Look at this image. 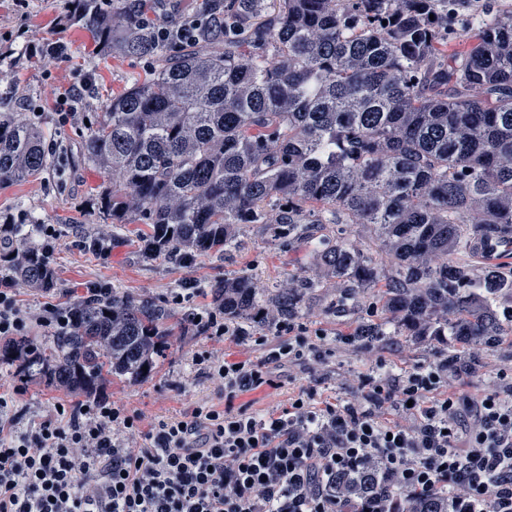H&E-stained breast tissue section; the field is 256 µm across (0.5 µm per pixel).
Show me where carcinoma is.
<instances>
[{"instance_id":"carcinoma-1","label":"carcinoma","mask_w":512,"mask_h":512,"mask_svg":"<svg viewBox=\"0 0 512 512\" xmlns=\"http://www.w3.org/2000/svg\"><path fill=\"white\" fill-rule=\"evenodd\" d=\"M100 58H145L144 76L95 116L85 163L112 171L98 205L114 224H144L146 257L223 253L243 224H286L296 242L314 225L364 224L394 259L388 269L345 238L326 239L318 273L269 300L297 313L303 291L335 278L373 288L406 336H451L460 356L512 333V269L489 244L512 245V9L473 23L468 48L444 51L463 0H197L178 6L155 41L157 0H73ZM44 133L0 111V185L39 177ZM34 229L0 225V241ZM55 285L43 248L0 250V271ZM224 314L251 315L258 293L241 272L217 287ZM45 346L25 354L49 384L87 398L114 378L152 370L165 312L117 292L66 309ZM357 502L375 476L346 480Z\"/></svg>"}]
</instances>
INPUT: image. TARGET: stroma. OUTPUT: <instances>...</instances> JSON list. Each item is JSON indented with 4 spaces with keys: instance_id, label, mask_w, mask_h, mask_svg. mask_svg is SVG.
I'll return each mask as SVG.
<instances>
[{
    "instance_id": "stroma-1",
    "label": "stroma",
    "mask_w": 512,
    "mask_h": 512,
    "mask_svg": "<svg viewBox=\"0 0 512 512\" xmlns=\"http://www.w3.org/2000/svg\"><path fill=\"white\" fill-rule=\"evenodd\" d=\"M69 0H0V103L11 105L16 120L41 127L47 134L51 163L39 179L17 181L0 187V223L48 224L54 230L52 266L56 285L36 290L10 281L20 308L31 317L27 335L35 344H46L52 329L40 323L46 303L59 307L81 301L90 285H109L138 301L162 306L173 333L155 358L152 372L137 379H115L101 389V396L142 415L144 424L182 420L200 404L223 407L224 382L198 363V354L213 360L259 362L272 348L288 343L287 332L276 322L250 327L245 320H228L233 331H247L245 341L234 342L195 326L192 314L215 309L214 288L226 277L248 272L261 297H269L288 284L293 275L313 274L316 240L299 244L255 224L240 229V246L224 255L200 257L183 264L162 257L147 258L140 251L143 227L112 226L99 214L94 198L111 185V173L83 162L80 148L89 133V113L103 112L112 96L122 93L132 76L144 72L140 58H111L92 65L94 44L89 33L67 23ZM57 41L64 53H37L38 42ZM83 94V106L69 123L59 121L57 104L74 91ZM119 237V245L106 251H89L87 237ZM371 288L354 290L333 279L306 291L293 325L303 327L308 339L322 338L331 351L325 364L301 361L273 366L275 386L240 394L236 405L265 414L287 407L304 388L315 387L324 397L359 399L363 377L375 375L401 379L446 359L453 375L437 385L462 388L478 399L498 384L495 372L512 366V335L484 350L473 364L449 358L444 342L433 337L375 336L351 341L362 325L380 322ZM0 394L13 397L16 427H36L56 403L70 404L73 394L57 389L38 372L17 373L14 365L0 364Z\"/></svg>"
}]
</instances>
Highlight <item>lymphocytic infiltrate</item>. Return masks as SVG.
<instances>
[{"mask_svg": "<svg viewBox=\"0 0 512 512\" xmlns=\"http://www.w3.org/2000/svg\"><path fill=\"white\" fill-rule=\"evenodd\" d=\"M448 371L441 361L397 382L365 378L356 404L311 389L260 417L233 401L273 385L270 373L225 361L213 367L223 409L203 405L146 429L140 414L95 399L22 432L0 395V512H341L336 483L357 470L379 481L356 512H392L391 485L405 492L406 512L442 495L449 512H512V403L486 394L461 432L464 397H427ZM404 411L414 425H403ZM136 432L134 448L125 437Z\"/></svg>", "mask_w": 512, "mask_h": 512, "instance_id": "lymphocytic-infiltrate-1", "label": "lymphocytic infiltrate"}]
</instances>
